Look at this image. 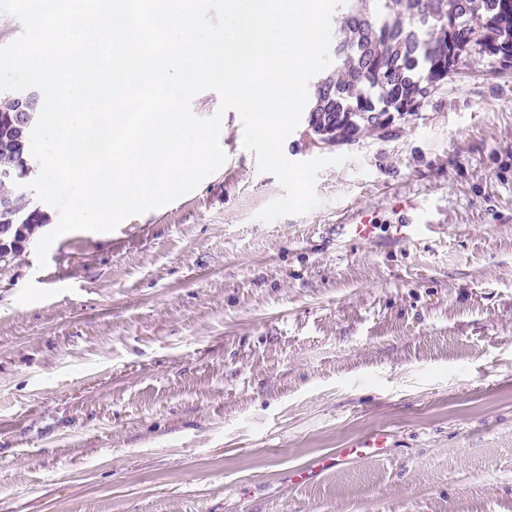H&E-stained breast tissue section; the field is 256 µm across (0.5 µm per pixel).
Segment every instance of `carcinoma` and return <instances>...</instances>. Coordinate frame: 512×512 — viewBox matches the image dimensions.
Wrapping results in <instances>:
<instances>
[{"mask_svg": "<svg viewBox=\"0 0 512 512\" xmlns=\"http://www.w3.org/2000/svg\"><path fill=\"white\" fill-rule=\"evenodd\" d=\"M347 0L337 10L342 31L336 56L346 61L337 80L325 78L310 109L311 131L330 143L354 140L365 126L381 128L392 113L416 112L432 90L448 82L451 58L476 53L512 63V0ZM18 103L0 110V169H12L18 178L30 173V140L19 151L6 150L14 135ZM336 113L328 127L322 113ZM0 199L11 208L0 209V225L24 224L28 232L46 222L41 209L19 195L14 185L0 179Z\"/></svg>", "mask_w": 512, "mask_h": 512, "instance_id": "carcinoma-1", "label": "carcinoma"}]
</instances>
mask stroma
Returning a JSON list of instances; mask_svg holds the SVG:
<instances>
[{
	"label": "stroma",
	"instance_id": "stroma-1",
	"mask_svg": "<svg viewBox=\"0 0 512 512\" xmlns=\"http://www.w3.org/2000/svg\"><path fill=\"white\" fill-rule=\"evenodd\" d=\"M219 106L191 102L226 155L195 190L42 268L46 207L0 262V512H512V66L464 59L349 143L300 121L288 159L349 160L271 222L283 189ZM380 429L386 455L289 482ZM372 218L366 211H357L347 219L346 224L343 225L342 231L351 240H364L370 239L372 232Z\"/></svg>",
	"mask_w": 512,
	"mask_h": 512
}]
</instances>
